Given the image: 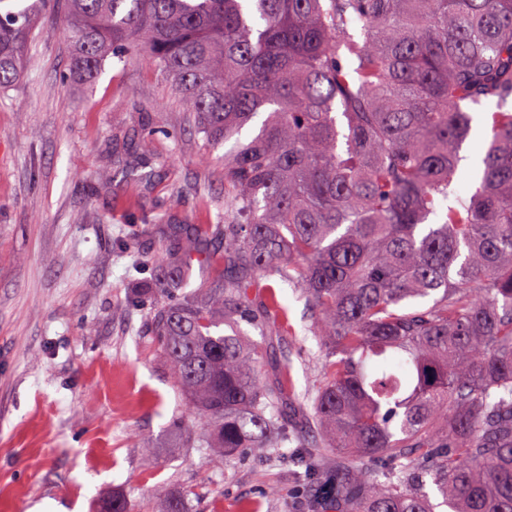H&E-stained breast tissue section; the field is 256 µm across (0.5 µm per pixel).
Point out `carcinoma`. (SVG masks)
<instances>
[{"label":"carcinoma","instance_id":"1","mask_svg":"<svg viewBox=\"0 0 512 512\" xmlns=\"http://www.w3.org/2000/svg\"><path fill=\"white\" fill-rule=\"evenodd\" d=\"M45 6L0 0L1 92ZM64 25L82 85L143 54L205 144L233 142V220L171 224L141 256L151 336L202 425L185 441L226 463L295 444L311 512H433L429 481L450 512H512V112L447 205L473 107L512 101V0H65ZM195 260L212 276L189 291ZM261 276L314 313L310 392L285 357L261 378L287 319L255 304ZM328 450L346 463L320 470Z\"/></svg>","mask_w":512,"mask_h":512}]
</instances>
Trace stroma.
I'll use <instances>...</instances> for the list:
<instances>
[{"label": "stroma", "instance_id": "35a3bbf8", "mask_svg": "<svg viewBox=\"0 0 512 512\" xmlns=\"http://www.w3.org/2000/svg\"><path fill=\"white\" fill-rule=\"evenodd\" d=\"M63 15L35 30L19 82L0 93V512L46 501L100 512L115 492L157 512L181 489L191 512H307L287 464L249 448L224 466L182 445L174 425L190 411L138 300L153 272L137 259L156 245L138 226L217 223L224 175L147 59L106 66L90 89L73 83ZM495 110L477 109L454 202L475 190ZM132 134L152 141V177L137 186L112 178L111 143ZM274 289L288 309L278 350L297 390L312 389L323 360L309 308Z\"/></svg>", "mask_w": 512, "mask_h": 512}]
</instances>
